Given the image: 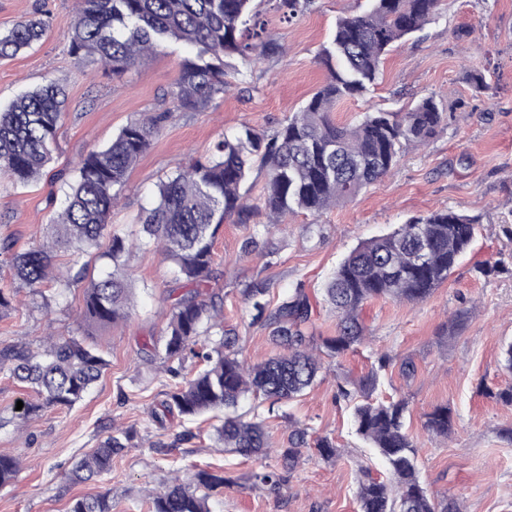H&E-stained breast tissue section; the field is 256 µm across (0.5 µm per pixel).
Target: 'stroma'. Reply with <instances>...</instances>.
I'll list each match as a JSON object with an SVG mask.
<instances>
[{"label": "stroma", "mask_w": 512, "mask_h": 512, "mask_svg": "<svg viewBox=\"0 0 512 512\" xmlns=\"http://www.w3.org/2000/svg\"><path fill=\"white\" fill-rule=\"evenodd\" d=\"M369 0H314L299 20L284 22L271 0H255L267 32L284 47L235 81L224 98L169 118L150 149L131 170L111 217L113 229L137 235L145 210L157 200V186L177 168L204 159L225 132L249 124L274 132L327 78L317 53L337 17L364 12ZM76 0H0V32L43 13V38L11 59H0V108L26 91L54 81L67 92L58 145L44 175L23 187L0 185V234L16 250L40 242L45 224L59 212L64 196L55 174H73L79 162L113 135L169 106V93L187 50L168 44L123 76L98 65L76 64L68 36L77 19ZM485 76L484 89L466 79L468 70ZM434 96L448 111V126L421 147H405L392 171L352 202L318 216H288L269 234L271 255H244V240L269 221L257 210L250 223L227 221L214 244L218 277L210 291L224 298V328L235 336L239 359L257 364L273 356L268 329L254 324L242 290L266 281L272 301L304 288L313 305L304 326L312 336L322 369L315 383L294 401L268 408L245 396L238 412L263 422L270 451L250 458L217 441L213 415L189 418L162 404L178 378L154 350L174 302L173 264L148 247L126 258L134 301L126 321L103 330L109 366L80 403L47 408L26 420L14 416L17 401L31 389L0 371V451L14 455L20 473L0 488V512H67L72 499L110 493L112 512H151L157 490L172 479L189 482L201 469L223 471L224 488L209 500L211 512H358L363 471L382 475L386 466L354 430L351 405L340 390L355 391L380 354L393 362L382 373L377 397L406 398V429L417 449L420 478L428 492L457 500L462 512H512V405L483 396L481 385L512 387L501 366L502 348L512 341V0H442L436 18L387 55L378 84L364 97L340 102L334 122L351 124L364 113L396 110ZM465 107H457V100ZM452 208L478 217L473 250L448 281L425 302L374 299L361 313L366 341L357 351L328 356L322 342L336 333V313L323 288L333 270L359 241L385 234L409 217ZM496 270L480 274L479 265ZM83 287L41 292L20 286L13 308L0 316V347L37 346L54 334L81 333ZM466 310L464 326L449 332L448 320ZM415 372L404 376L401 361ZM449 407L454 428L448 438L423 427L426 413ZM298 422L311 437L329 438L332 458L304 449L288 467V424ZM132 431L127 448L112 459L110 472L74 483V464L104 441L113 428ZM283 476L278 487L254 483L262 467Z\"/></svg>", "instance_id": "1"}]
</instances>
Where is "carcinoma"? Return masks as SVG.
<instances>
[{
	"label": "carcinoma",
	"mask_w": 512,
	"mask_h": 512,
	"mask_svg": "<svg viewBox=\"0 0 512 512\" xmlns=\"http://www.w3.org/2000/svg\"><path fill=\"white\" fill-rule=\"evenodd\" d=\"M253 0H79L78 18L68 39V53L78 63L95 62L114 76L128 73L142 58L171 41L189 46L179 76L170 91V107L121 128L104 147L87 154L75 175L59 174L64 209L45 225L40 242L22 252L15 241L0 238V256L13 279L36 289L61 280L69 288L82 281V272L54 274L60 251L82 252L101 247L110 269L84 287L81 336L48 337L39 350L7 345L0 349V371L7 370L34 388L36 402L24 401L15 417L26 418L48 407H71L81 401L108 365L94 333L126 318L132 301L125 257L135 246H155L175 265L177 276L197 285L215 274L213 246L224 222L250 220L256 206L244 190L253 169L266 171L262 205L278 217L298 211L319 213L353 201L364 189L380 181L398 162L408 145H424L448 126V113L432 96L421 98L403 112H366L354 124H337L334 105L363 96L378 79L385 56L404 38L420 31L438 14L441 0H372L368 11L336 19L331 39L319 52L328 72L325 83L304 107L288 117L271 135L250 125L224 134L209 156L178 170L158 185L157 202L142 217L143 236L134 241L111 229L109 218L126 187L131 168L144 156L162 124L175 112L208 106L222 98L229 60L246 67L253 53L265 57L283 52L266 34ZM284 21L302 16L313 0H274ZM46 21L38 16L21 20L0 32V59L12 58L41 39ZM65 91L48 82L12 101L0 111V177L13 186L41 176L51 160L52 147L63 117ZM479 221L452 209H437L412 216L393 231L359 243L333 272L325 288L339 318L337 335L324 347L339 356L363 341L359 313L364 302L390 298L408 303L426 300L443 284L460 258L470 249ZM266 239L252 233L242 245L246 254L264 253ZM263 281L246 285L242 294L252 320L270 328V340L283 352L248 366L224 352L234 340L207 348L199 337L213 327L210 311L223 303L217 294L203 298L197 289L176 299L165 332V361L171 376H180L192 356L206 363L194 378L168 393L166 405L194 416L230 409L248 393L274 403L289 401L310 387L319 370L302 326L311 304L299 287L273 309L266 300ZM391 365L383 355L355 392L341 391L353 402L356 432L387 464L391 482L363 473L357 496L361 512H460L448 500H438L419 478L416 446L405 432V400L375 402L372 393L380 373ZM424 427L446 437L453 418L446 406L426 415ZM218 440L241 455L266 452L261 424L227 417L217 429ZM309 433L296 428L284 450L288 464L308 444ZM132 433L121 430L81 459L72 471L75 480H88L112 469V458L127 448ZM19 475L18 459L0 454V488ZM196 488L176 479L153 498V512H211L209 492L224 486L219 472L200 470ZM69 512H112L109 494L87 495L72 501Z\"/></svg>",
	"instance_id": "1"
}]
</instances>
